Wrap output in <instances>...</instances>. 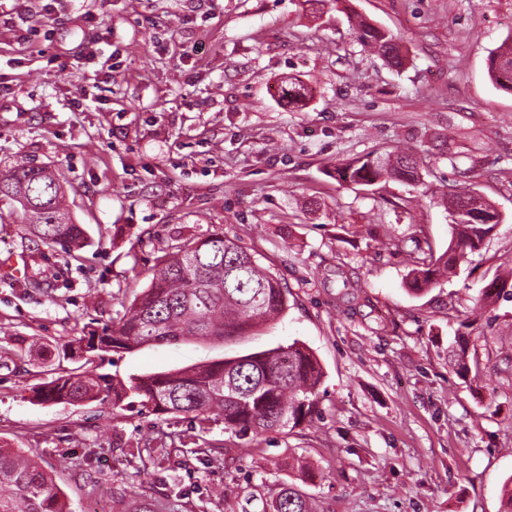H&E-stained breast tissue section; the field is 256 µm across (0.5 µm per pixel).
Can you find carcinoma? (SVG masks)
<instances>
[{"instance_id": "1", "label": "carcinoma", "mask_w": 512, "mask_h": 512, "mask_svg": "<svg viewBox=\"0 0 512 512\" xmlns=\"http://www.w3.org/2000/svg\"><path fill=\"white\" fill-rule=\"evenodd\" d=\"M362 46L379 51L387 62L400 67L403 55L397 40L366 21L357 24ZM489 75L512 90V50L499 47L489 58ZM280 99L306 105L310 90L296 78L281 85ZM336 181L372 186L393 179L414 183L418 160L399 152L385 161L366 157L341 163ZM7 197L23 213L22 238L33 237L43 246L78 250L86 231L74 222L66 204L62 173L47 166H17L0 171V198ZM480 203L487 215L494 206L476 190L466 188L450 196L448 217L452 240L437 257H412L408 286L423 293L440 279L457 274L459 263L480 249L489 224H474L468 203ZM288 311V289L261 269L254 255L236 240L214 230L205 237L176 244L157 258L150 285L135 296L119 321L98 331L58 345L34 340L28 350L50 363L60 357L104 362L111 352L131 350L147 343L181 339H222L243 336L255 326L274 321ZM448 361L456 374L469 372L466 339L456 340ZM323 372L314 355L294 342L287 346L224 358L201 365L114 381L107 374L85 370L59 376L34 388L40 402L79 405L110 401L114 405L136 398L157 415H184L199 426L224 421V430L239 437H257L268 431L294 429L318 414ZM0 512H71L53 477L18 448L0 450ZM271 512H316V506L294 484L281 485Z\"/></svg>"}]
</instances>
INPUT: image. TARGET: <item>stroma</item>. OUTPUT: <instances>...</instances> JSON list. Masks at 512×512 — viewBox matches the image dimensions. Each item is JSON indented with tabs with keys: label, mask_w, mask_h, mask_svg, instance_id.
<instances>
[{
	"label": "stroma",
	"mask_w": 512,
	"mask_h": 512,
	"mask_svg": "<svg viewBox=\"0 0 512 512\" xmlns=\"http://www.w3.org/2000/svg\"><path fill=\"white\" fill-rule=\"evenodd\" d=\"M360 17L399 41L364 49ZM512 0H0V169L58 168L89 238L33 251L0 202V257H35L48 291L0 274V447L30 453L73 512H262L294 483L327 512H499L512 476V300L473 299L512 268V92L489 77ZM305 106L279 97L285 77ZM401 149L421 181L338 185L336 164ZM503 221L456 275L405 284L416 246L451 242L449 186ZM214 230L287 286L273 327L110 354L125 380L299 342L320 362V419L257 440L139 405L40 403L76 362L20 361L122 316L171 245ZM469 338V376L448 366ZM167 441L155 461L138 442ZM204 443L202 454L191 442ZM279 96L282 101H286L288 105L305 106L306 101L310 97V90L297 78H288L281 85Z\"/></svg>",
	"instance_id": "1"
}]
</instances>
